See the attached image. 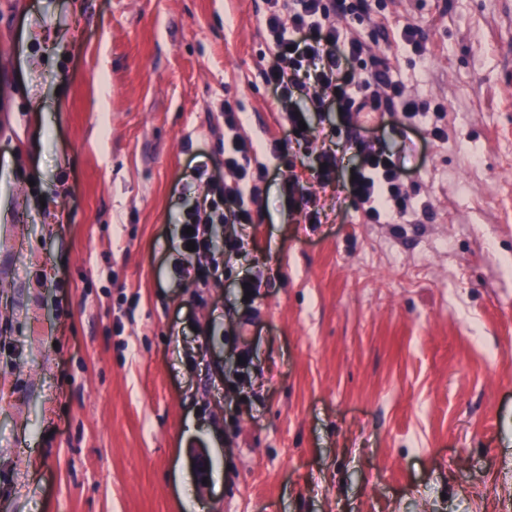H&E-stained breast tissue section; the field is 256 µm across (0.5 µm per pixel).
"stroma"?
Wrapping results in <instances>:
<instances>
[{
    "mask_svg": "<svg viewBox=\"0 0 512 512\" xmlns=\"http://www.w3.org/2000/svg\"><path fill=\"white\" fill-rule=\"evenodd\" d=\"M266 0H11L0 11V512H512V0H383L360 29L430 142L308 113L298 161L392 154L408 224L269 152L204 295L176 219L224 176V103L287 129ZM425 36L417 63L403 25ZM260 277L245 298L243 279ZM249 364H242V356Z\"/></svg>",
    "mask_w": 512,
    "mask_h": 512,
    "instance_id": "obj_1",
    "label": "stroma"
}]
</instances>
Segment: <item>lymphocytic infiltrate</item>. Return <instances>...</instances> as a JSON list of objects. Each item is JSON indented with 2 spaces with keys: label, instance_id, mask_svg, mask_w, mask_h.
<instances>
[{
  "label": "lymphocytic infiltrate",
  "instance_id": "1",
  "mask_svg": "<svg viewBox=\"0 0 512 512\" xmlns=\"http://www.w3.org/2000/svg\"><path fill=\"white\" fill-rule=\"evenodd\" d=\"M267 4L263 23L275 53L264 77L277 95L294 139L309 136L299 127L304 112L292 103L298 90L308 91L314 111L320 114L333 109L347 118L381 110L398 111L410 119L425 114V107L406 94L403 83L391 77L385 61H375L369 78L361 81L348 69L349 63L367 53L368 46L361 34L344 28L340 20L369 15L368 0H267ZM224 128V177L207 179L206 164H199L197 175L207 180L205 195L178 220V248L194 246L197 261L180 265L177 273L199 288L210 287L218 279L220 257L241 249L239 237L216 240L214 225L255 223L260 185L269 175L268 166L257 159L253 141L241 134V119L229 102L224 105ZM358 153L359 161L345 187L361 204L365 223L385 224L406 216L410 196L400 167L371 147L359 146Z\"/></svg>",
  "mask_w": 512,
  "mask_h": 512
}]
</instances>
